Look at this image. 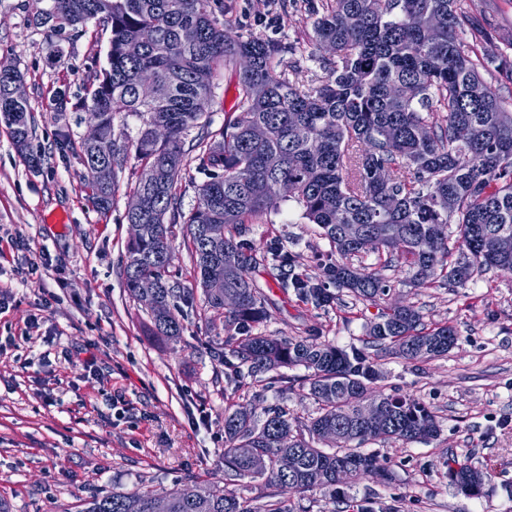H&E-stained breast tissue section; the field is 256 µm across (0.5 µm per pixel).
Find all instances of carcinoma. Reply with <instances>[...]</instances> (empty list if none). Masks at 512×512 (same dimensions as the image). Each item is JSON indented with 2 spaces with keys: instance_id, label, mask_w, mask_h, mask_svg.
<instances>
[{
  "instance_id": "cac0c4a2",
  "label": "carcinoma",
  "mask_w": 512,
  "mask_h": 512,
  "mask_svg": "<svg viewBox=\"0 0 512 512\" xmlns=\"http://www.w3.org/2000/svg\"><path fill=\"white\" fill-rule=\"evenodd\" d=\"M313 18L300 46H281L260 32L242 35L223 20L224 0H34L53 32L84 28L95 20L110 28L107 67L95 73L81 110L98 120L109 142L90 147L58 133L59 149L74 151L86 169L88 199L98 211L112 207L119 173L134 159L136 180L128 194L141 195L144 208L125 213L141 224L140 239L127 246L124 284L138 299V282L159 284V311L148 315L150 334L172 344L184 333L183 306L201 291L207 323L224 330L222 355L227 378L245 376L271 389L273 372L302 367L309 395L319 404L307 424L284 405L256 419L244 408L224 410V476L258 483L268 492L244 497L233 489H211L194 480L158 493L148 486L92 497L80 512H153L164 498L168 512H294L281 494L290 489L336 486V469L390 478L361 450L363 401L379 400L391 419L379 427L384 441L413 442L437 436L436 416L420 401L373 390L379 371L371 349L389 344L406 360H433L448 354L458 336L452 327L427 328L412 306H395L369 328V341L340 348L311 336L278 338L258 330L267 318L263 290L249 270L265 262L288 270L281 278L302 299L329 306L346 292L371 304L385 295L380 278L351 263L325 265L326 280L314 282L294 272L298 255L278 241L257 257L243 226L257 224L288 201L307 224H315L333 252L344 258L368 253L391 267L405 260L408 282L422 287L446 271L448 283L462 287L478 269L509 270L512 257L494 251V239L512 234V105L472 59L470 41L484 32L464 11L461 0H306ZM141 42L138 55L126 52ZM325 42L336 47L327 76L316 82L300 65L283 67L282 54L305 55ZM236 70L235 109L224 125L210 126L212 86L201 87L195 73L218 74L241 58ZM156 79L150 101L138 94L141 75ZM12 78L0 77V123L30 167L41 158L28 152L32 106L12 98ZM140 122L136 138L115 132L117 118ZM255 124L268 135H249ZM426 126L427 140L418 139ZM191 149L207 180L197 200L183 210L177 181L193 130ZM222 224L224 237L207 234ZM457 225L465 254L450 262L451 225ZM182 237L189 251L193 284L172 271V242ZM224 279V288L208 283ZM239 296L224 309L221 292ZM236 362H230L227 357ZM339 428L341 441L324 447L322 434ZM293 454L297 468L280 469ZM457 492L480 498L489 470L449 461Z\"/></svg>"
}]
</instances>
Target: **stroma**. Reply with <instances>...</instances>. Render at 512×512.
<instances>
[{"instance_id": "1", "label": "stroma", "mask_w": 512, "mask_h": 512, "mask_svg": "<svg viewBox=\"0 0 512 512\" xmlns=\"http://www.w3.org/2000/svg\"><path fill=\"white\" fill-rule=\"evenodd\" d=\"M487 38L475 52L487 58L512 46V0H464ZM274 16L271 39L305 38L312 19L298 0H224V17L238 33ZM109 31L88 23L80 32L52 36L32 0H0V64L23 76L33 108V168L0 124V498L9 512H76L83 501L149 485L161 492L187 478L224 485V410L236 403L263 416L273 403L301 421L318 405L303 385L304 369L288 370L281 391L244 379L224 388L225 367L196 311H189L179 344L149 340L142 303L125 286L130 228L124 219L127 163L107 212L88 200L78 156L56 146L58 131L79 140L89 116L77 103L88 80L107 65ZM68 88L56 112L54 94ZM280 237L300 256L299 270L321 280L330 246L316 225L282 207L266 223L251 224L255 248ZM360 263L379 276L388 294L371 305L344 297L318 308L278 288L275 273L251 275L267 296L263 328L276 336H317L336 346L359 345L371 323L393 304L414 306L425 327L452 326L457 345L446 357L407 361L394 350L375 358L380 387L410 396L437 417L440 434L427 442H367L366 452L392 472L386 483L365 477L348 491L350 504L370 500L396 512H512V274L489 269L466 286L437 280L407 284L402 267L376 254ZM95 357V372L82 366ZM491 470L482 497L469 498L448 479L450 459Z\"/></svg>"}]
</instances>
